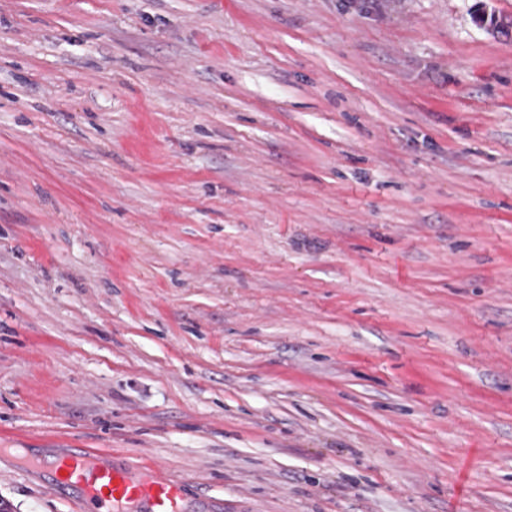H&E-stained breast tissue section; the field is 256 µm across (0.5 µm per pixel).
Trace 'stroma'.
Returning a JSON list of instances; mask_svg holds the SVG:
<instances>
[{
  "instance_id": "1",
  "label": "stroma",
  "mask_w": 512,
  "mask_h": 512,
  "mask_svg": "<svg viewBox=\"0 0 512 512\" xmlns=\"http://www.w3.org/2000/svg\"><path fill=\"white\" fill-rule=\"evenodd\" d=\"M512 0H0V501L100 448L222 512H512Z\"/></svg>"
}]
</instances>
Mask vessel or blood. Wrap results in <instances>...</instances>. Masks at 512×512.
<instances>
[{
	"label": "vessel or blood",
	"mask_w": 512,
	"mask_h": 512,
	"mask_svg": "<svg viewBox=\"0 0 512 512\" xmlns=\"http://www.w3.org/2000/svg\"><path fill=\"white\" fill-rule=\"evenodd\" d=\"M37 471L55 467L49 490L72 496L75 512H189L184 484L161 468L111 463L106 453L91 448L53 452L51 459L27 460Z\"/></svg>",
	"instance_id": "vessel-or-blood-1"
}]
</instances>
